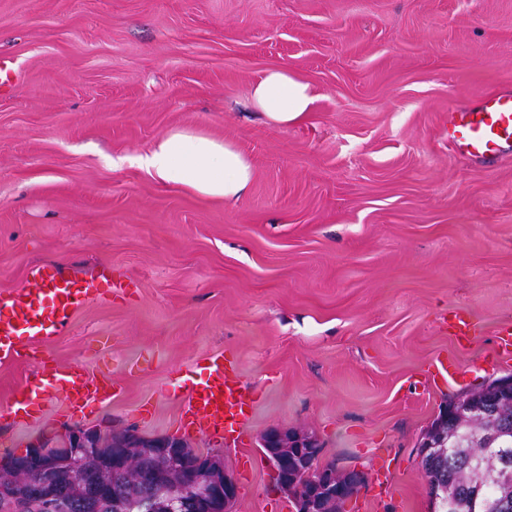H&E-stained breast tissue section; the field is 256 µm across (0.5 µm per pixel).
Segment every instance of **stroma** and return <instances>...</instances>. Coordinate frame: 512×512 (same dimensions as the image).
I'll return each instance as SVG.
<instances>
[{
  "instance_id": "obj_1",
  "label": "stroma",
  "mask_w": 512,
  "mask_h": 512,
  "mask_svg": "<svg viewBox=\"0 0 512 512\" xmlns=\"http://www.w3.org/2000/svg\"><path fill=\"white\" fill-rule=\"evenodd\" d=\"M1 57L18 87L0 95V297L42 265L127 287L0 359V461L67 424L133 425L221 455L233 512H290L260 450L284 426L338 467L388 465L391 490L346 512H430L422 434L450 397L512 376V153L486 166L448 143L453 113L512 89V0H0ZM280 66L317 94L301 124L249 104ZM180 128L247 156L239 200L139 166ZM218 353L255 389L237 447L183 427ZM51 362L120 389L75 412L47 385L12 416ZM448 362L459 381L436 380Z\"/></svg>"
}]
</instances>
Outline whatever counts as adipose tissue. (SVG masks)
<instances>
[{"instance_id": "1", "label": "adipose tissue", "mask_w": 512, "mask_h": 512, "mask_svg": "<svg viewBox=\"0 0 512 512\" xmlns=\"http://www.w3.org/2000/svg\"><path fill=\"white\" fill-rule=\"evenodd\" d=\"M315 100L311 85L285 67L265 71L251 91L253 108L279 127L302 123ZM139 164L162 184L224 201L242 197L253 179L250 162L232 143L192 129L157 139Z\"/></svg>"}]
</instances>
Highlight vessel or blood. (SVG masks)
Instances as JSON below:
<instances>
[{"mask_svg":"<svg viewBox=\"0 0 512 512\" xmlns=\"http://www.w3.org/2000/svg\"><path fill=\"white\" fill-rule=\"evenodd\" d=\"M448 141L477 161L512 152V91L500 92L460 113L448 128ZM101 294L97 277L76 279L52 266L36 268L26 286L0 301V354H14L15 339L22 333L56 335L77 308ZM46 301L51 308L44 312L40 306ZM51 384L76 407L109 400L114 390L113 384L67 367L56 368ZM252 401V390L234 366L217 354L211 359L208 379L188 387L184 412L192 432L220 439L226 426L245 424Z\"/></svg>","mask_w":512,"mask_h":512,"instance_id":"1","label":"vessel or blood"}]
</instances>
